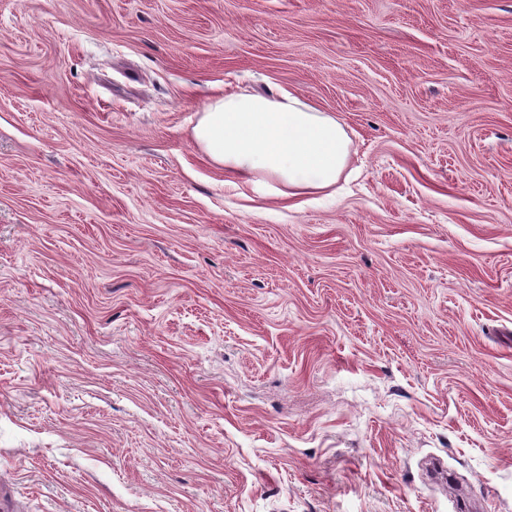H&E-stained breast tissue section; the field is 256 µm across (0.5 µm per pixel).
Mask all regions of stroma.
Instances as JSON below:
<instances>
[{"mask_svg":"<svg viewBox=\"0 0 512 512\" xmlns=\"http://www.w3.org/2000/svg\"><path fill=\"white\" fill-rule=\"evenodd\" d=\"M288 90L336 195L193 135ZM16 512H512V0H0Z\"/></svg>","mask_w":512,"mask_h":512,"instance_id":"35a3bbf8","label":"stroma"}]
</instances>
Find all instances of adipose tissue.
<instances>
[{
    "label": "adipose tissue",
    "mask_w": 512,
    "mask_h": 512,
    "mask_svg": "<svg viewBox=\"0 0 512 512\" xmlns=\"http://www.w3.org/2000/svg\"><path fill=\"white\" fill-rule=\"evenodd\" d=\"M195 139L234 179L265 184L274 197L333 189L348 157L342 125L287 90L216 99L204 110Z\"/></svg>",
    "instance_id": "ef3b65f1"
}]
</instances>
